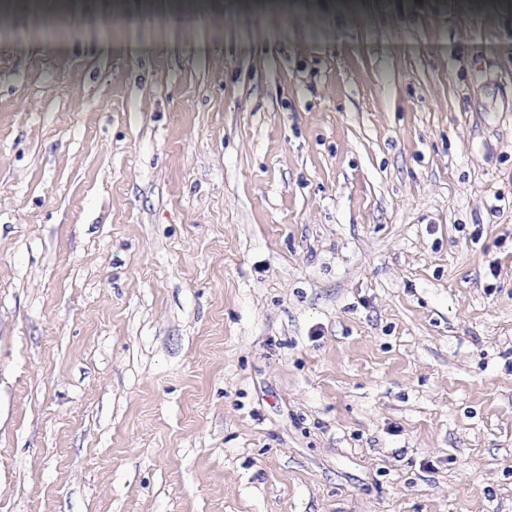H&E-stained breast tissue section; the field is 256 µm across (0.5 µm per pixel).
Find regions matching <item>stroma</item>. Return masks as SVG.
I'll list each match as a JSON object with an SVG mask.
<instances>
[{
  "label": "stroma",
  "instance_id": "stroma-1",
  "mask_svg": "<svg viewBox=\"0 0 512 512\" xmlns=\"http://www.w3.org/2000/svg\"><path fill=\"white\" fill-rule=\"evenodd\" d=\"M200 2L0 8V512H512V0Z\"/></svg>",
  "mask_w": 512,
  "mask_h": 512
}]
</instances>
